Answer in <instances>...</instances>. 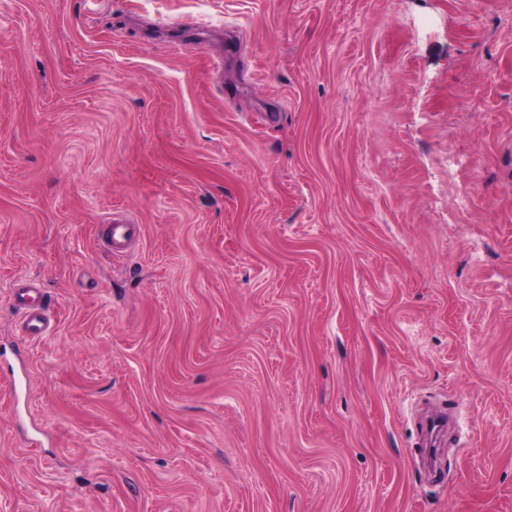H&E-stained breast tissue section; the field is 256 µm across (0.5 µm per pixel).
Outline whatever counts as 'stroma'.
Returning <instances> with one entry per match:
<instances>
[{"label": "stroma", "instance_id": "stroma-1", "mask_svg": "<svg viewBox=\"0 0 512 512\" xmlns=\"http://www.w3.org/2000/svg\"><path fill=\"white\" fill-rule=\"evenodd\" d=\"M13 369L0 512H512V0H0ZM108 233L104 248L112 255L126 251L134 234L139 232L138 224H107ZM13 306L22 314L27 336H48L51 329L50 318L46 314L40 288L34 283L11 290Z\"/></svg>", "mask_w": 512, "mask_h": 512}]
</instances>
